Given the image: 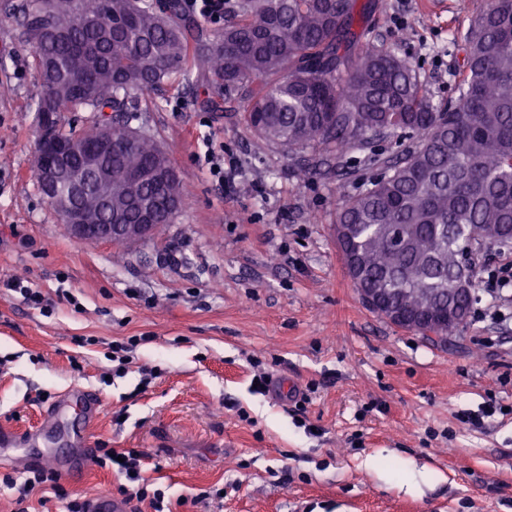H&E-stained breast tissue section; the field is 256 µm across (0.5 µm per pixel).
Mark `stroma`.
<instances>
[{
	"mask_svg": "<svg viewBox=\"0 0 512 512\" xmlns=\"http://www.w3.org/2000/svg\"><path fill=\"white\" fill-rule=\"evenodd\" d=\"M357 2L431 102H453L448 35L477 0ZM18 33L0 11V425L40 427L58 395L95 392L90 448L144 450L173 512H512V294L477 277L467 328L433 344L362 304L336 246L338 208L412 139L303 180L301 156L203 109L194 83L147 92L136 124L169 154L182 207L152 239L81 242L33 175L41 85ZM16 278L48 311L7 289ZM132 339L117 375L112 344ZM261 371L300 397L258 391ZM58 478L85 499L117 483L92 460Z\"/></svg>",
	"mask_w": 512,
	"mask_h": 512,
	"instance_id": "stroma-1",
	"label": "stroma"
}]
</instances>
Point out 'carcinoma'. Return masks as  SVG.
Returning <instances> with one entry per match:
<instances>
[{
	"label": "carcinoma",
	"instance_id": "carcinoma-1",
	"mask_svg": "<svg viewBox=\"0 0 512 512\" xmlns=\"http://www.w3.org/2000/svg\"><path fill=\"white\" fill-rule=\"evenodd\" d=\"M0 9L32 47L42 86L35 130L47 119L76 149L60 189L77 191L101 224H136L144 205L172 223L165 198L184 199L182 183L130 177L173 167L131 122L142 92L190 80V67L206 79L208 109L243 103L250 131L311 162L416 135L339 210L344 265L357 287L416 316L409 330L446 327L450 315L454 332L468 325L481 246L512 247V0H479L468 28L450 33L463 79L444 110L356 0H238L213 31L187 18L180 0H3ZM66 112L91 120L68 128ZM109 123L110 205L83 162Z\"/></svg>",
	"mask_w": 512,
	"mask_h": 512
}]
</instances>
